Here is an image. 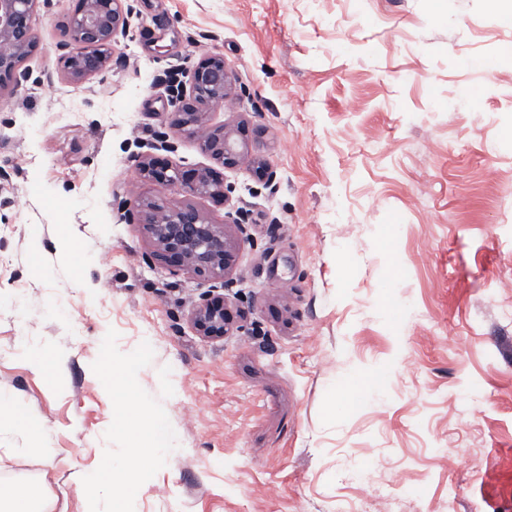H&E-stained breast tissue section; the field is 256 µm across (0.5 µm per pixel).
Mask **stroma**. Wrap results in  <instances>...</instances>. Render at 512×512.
<instances>
[{
    "instance_id": "1",
    "label": "stroma",
    "mask_w": 512,
    "mask_h": 512,
    "mask_svg": "<svg viewBox=\"0 0 512 512\" xmlns=\"http://www.w3.org/2000/svg\"><path fill=\"white\" fill-rule=\"evenodd\" d=\"M123 5L75 85L72 2L37 0L0 94V476L84 512L159 416L176 450L136 512H512V0ZM210 55L237 81L208 124L262 128L273 173L225 170L220 203L138 176L215 167L161 121ZM140 199L243 214L228 279L159 260ZM218 294L236 328L206 339L191 314Z\"/></svg>"
}]
</instances>
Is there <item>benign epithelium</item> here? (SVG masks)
I'll return each instance as SVG.
<instances>
[{
	"instance_id": "obj_1",
	"label": "benign epithelium",
	"mask_w": 512,
	"mask_h": 512,
	"mask_svg": "<svg viewBox=\"0 0 512 512\" xmlns=\"http://www.w3.org/2000/svg\"><path fill=\"white\" fill-rule=\"evenodd\" d=\"M37 0H0V41L10 43L15 53L0 54V90L18 82L17 68L36 47L30 18ZM127 16L122 0H75L71 15L59 27L62 47L68 49L64 72L79 83L102 73L112 56V45L126 33ZM191 91L180 97L165 122L173 129L200 140L202 149L224 169L249 160V149L259 146L262 131L241 124L234 129L209 126L203 121L215 95L228 96L233 73L224 58L213 55L199 60L191 71ZM139 175L164 187H177L191 196L222 198L224 174L215 169L182 170L169 162L148 158L139 165ZM155 212L147 225L155 255L168 265L198 276L223 277L234 261V243L224 225L209 223L191 204L166 210L150 203ZM196 332L205 338H221L232 328L226 318L224 299L206 298L194 310Z\"/></svg>"
}]
</instances>
